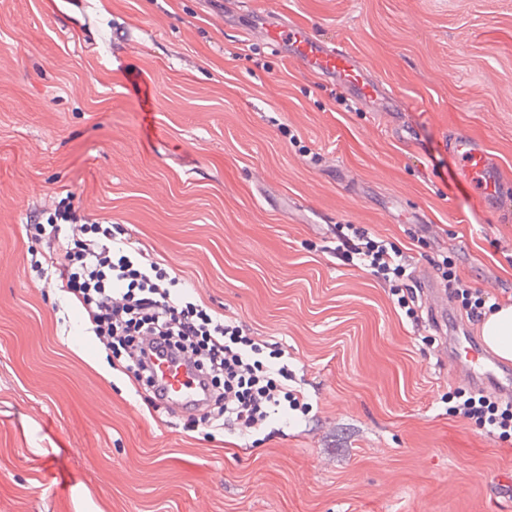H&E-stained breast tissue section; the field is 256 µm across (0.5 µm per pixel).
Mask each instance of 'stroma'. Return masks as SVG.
<instances>
[{"mask_svg":"<svg viewBox=\"0 0 512 512\" xmlns=\"http://www.w3.org/2000/svg\"><path fill=\"white\" fill-rule=\"evenodd\" d=\"M346 45L399 97L373 112L243 15ZM486 140L512 191V0H0V512H512V435L333 227L512 302V213L448 152ZM73 194L198 303L285 353L306 412L241 436L150 405L82 308L30 268L34 212ZM455 416L472 420L481 427L488 425L489 436L498 438L512 433V401L505 406L483 393L470 394L459 402L453 410ZM500 431V432H499ZM499 432V433H498Z\"/></svg>","mask_w":512,"mask_h":512,"instance_id":"1","label":"stroma"}]
</instances>
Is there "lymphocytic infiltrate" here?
I'll return each mask as SVG.
<instances>
[{"mask_svg":"<svg viewBox=\"0 0 512 512\" xmlns=\"http://www.w3.org/2000/svg\"><path fill=\"white\" fill-rule=\"evenodd\" d=\"M76 219L69 198H61L39 230L37 273L81 305L90 331L124 355L135 378L148 370L141 342L149 336L159 348L195 354L194 364L212 389L214 429L244 434L298 409L299 399L285 390L291 374L287 361H262L258 339L242 326L208 315L142 244L96 221L89 225L90 238L70 239L63 227ZM335 251L338 260L369 270L390 289L412 267L400 248L350 224L337 226ZM454 413L487 427L489 436L512 433V401L472 394Z\"/></svg>","mask_w":512,"mask_h":512,"instance_id":"lymphocytic-infiltrate-1","label":"lymphocytic infiltrate"}]
</instances>
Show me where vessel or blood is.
Instances as JSON below:
<instances>
[{"mask_svg": "<svg viewBox=\"0 0 512 512\" xmlns=\"http://www.w3.org/2000/svg\"><path fill=\"white\" fill-rule=\"evenodd\" d=\"M255 32L272 46H287L294 63L321 77L336 80L343 92L359 102L370 106L378 99L381 92L378 78L369 74L347 49L313 40L305 29L265 13L261 14ZM448 151L458 161L461 181L477 193L484 207L495 210L507 203L496 163L485 142L459 136L450 140ZM423 293L430 317L439 328L448 331L444 353L449 367L458 370L471 388L512 399V365L499 361L489 348L471 335L465 323L455 321L451 305L438 288L428 283ZM149 367L172 414L178 415L185 407H199L205 403L207 392L202 378L188 360L154 357Z\"/></svg>", "mask_w": 512, "mask_h": 512, "instance_id": "1", "label": "vessel or blood"}]
</instances>
